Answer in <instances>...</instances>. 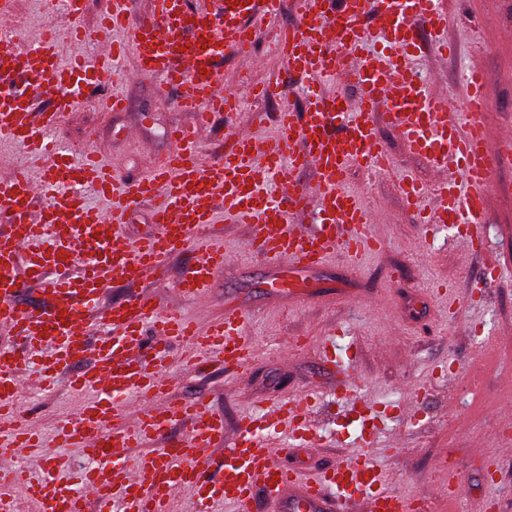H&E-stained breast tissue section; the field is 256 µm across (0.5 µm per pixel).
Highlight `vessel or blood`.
Returning a JSON list of instances; mask_svg holds the SVG:
<instances>
[{
  "instance_id": "b4317fda",
  "label": "vessel or blood",
  "mask_w": 512,
  "mask_h": 512,
  "mask_svg": "<svg viewBox=\"0 0 512 512\" xmlns=\"http://www.w3.org/2000/svg\"><path fill=\"white\" fill-rule=\"evenodd\" d=\"M57 2L69 28L47 27L0 67V141L48 158L38 174L19 170L0 177V217L7 221L0 228V330L19 341L0 350V512H18L22 498L34 502L36 512H174L178 489L194 499L196 512H212L218 502L255 512L260 496L276 502L279 512H419L420 501L389 488L369 454L384 419L356 436L360 452L354 458L307 477L284 466L282 448L266 436L270 430L311 434L314 410L307 397L278 399L261 417L244 418L232 436L204 397L170 398L164 360L173 342L186 345L197 362L214 360L243 374L253 345L237 308L202 328L178 303L134 295L107 306L108 331L94 340L83 312L112 278L163 280L171 256L190 248L199 256L178 292L203 301L214 272L224 266L223 246L205 235L220 217L251 225L243 253L270 266L309 270L339 252L357 260L377 243L370 229L376 215L348 188L347 173L354 165L392 171L379 146L382 125L437 173L428 184L410 175L397 179L406 202L419 209L426 235L462 226L470 243L482 244L492 171L512 159V133L489 141L483 114L491 104L479 68L462 72L466 98L458 110L416 74L420 54L444 59L451 52L444 37L447 13L437 0H305L296 24L279 35L286 74L307 83L305 111L276 113L279 135L267 148L242 130L226 150L206 157L199 149L203 133L237 102L220 86L217 57L224 50L251 56L258 23L273 11V0H215L202 14L189 10L186 0H154L153 20L135 27L125 45L111 39L125 26L122 0H112L94 31L80 23L84 0ZM88 38L102 45L101 54L67 57L69 42ZM128 51L136 75H159L165 85L183 88L177 104L193 112L194 121L169 130L171 151L122 189L94 152L71 157L50 133ZM326 78L341 91L324 94L319 85ZM41 98L46 108H38ZM307 169L318 176L316 189L296 180ZM89 189L109 199L110 207L87 206ZM145 200L155 203L158 230L126 243L121 230L127 216ZM311 210L316 223H298ZM27 283L49 298L47 309L18 308ZM150 325L157 334L149 352L144 331ZM91 348L95 365L72 374ZM34 355L44 386L65 376L72 391L93 394L56 435L90 459L80 478L52 462L42 451V436L20 419L21 369ZM177 423L187 431L174 438L169 430ZM156 439L160 447L143 449V442ZM22 449L32 466L17 463Z\"/></svg>"
}]
</instances>
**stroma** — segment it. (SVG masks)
I'll list each match as a JSON object with an SVG mask.
<instances>
[{
  "mask_svg": "<svg viewBox=\"0 0 512 512\" xmlns=\"http://www.w3.org/2000/svg\"><path fill=\"white\" fill-rule=\"evenodd\" d=\"M440 6L448 14V37L456 53L440 66L432 57H419L415 67L433 78L437 90L457 107L464 99L461 72L480 67L492 104L485 117L488 135L497 138L503 128H512V40L502 36L503 29L512 28V0H440ZM298 15V0H280L254 44L258 64L219 55L218 68L226 82L254 84L283 77L284 63L271 47ZM53 20L61 23L65 17L51 15L46 0H16L11 23L19 30V43L27 44ZM160 82L157 76L117 85L104 81L58 124L54 139L75 155L86 149L101 152L119 178L134 180L170 150L166 130L193 120L191 112L176 104L180 90L158 92ZM114 90L126 99L123 111L113 112L99 103L102 95ZM305 104L301 83L293 84L285 99H242L233 115L217 118L205 132L200 149L214 152L244 127L266 137L275 112L285 107L300 112ZM378 137L395 164L394 174L354 167L347 175L349 188L380 215L372 227L379 245L356 264L338 257L286 276L242 256L249 225L211 226V237L223 244L232 260L216 272L204 305L186 301L182 308L203 325L223 321L228 306L246 310L254 357L243 379L232 382L215 363L185 367L180 346L172 345L166 359L171 395L181 400L208 397L231 434L244 415L257 412L261 399L299 392L312 395L317 409L313 434L320 450L311 451L286 434L280 443L288 450V466L308 475L318 473L358 452L346 437L344 397L336 388L339 374L317 350L324 336L336 334V355L357 374L358 396L386 420L372 456L391 487L422 499L427 512H439L447 480L438 469L447 448L466 489L457 512H512V450L497 451L494 458L488 455L496 450L502 411L512 405V164L493 170L490 221L483 230L488 251L479 254L465 237L448 232L423 240L417 213L399 192L396 177L409 172L427 183L433 171L394 132L383 128ZM196 258L189 250L174 255L160 283L113 280L88 313L92 332L103 327L104 306L131 294L177 300L178 282ZM475 282L481 283L480 291H471ZM490 345L501 360L482 386L480 408L471 411L461 399L466 371L477 353ZM285 348L290 351L286 357L281 354ZM39 377V368L28 371L30 385L21 406L50 440L51 453L69 459L74 471H82L89 465L82 452L54 441L59 420L74 417L79 399L66 380L47 390L38 386Z\"/></svg>",
  "mask_w": 512,
  "mask_h": 512,
  "instance_id": "35a3bbf8",
  "label": "stroma"
}]
</instances>
